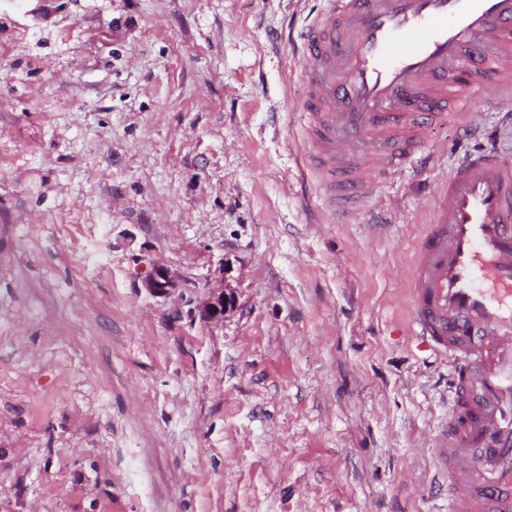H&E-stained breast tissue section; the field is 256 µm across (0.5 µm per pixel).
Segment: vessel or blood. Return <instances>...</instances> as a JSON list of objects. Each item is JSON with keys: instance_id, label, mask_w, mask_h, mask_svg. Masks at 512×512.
<instances>
[{"instance_id": "obj_1", "label": "vessel or blood", "mask_w": 512, "mask_h": 512, "mask_svg": "<svg viewBox=\"0 0 512 512\" xmlns=\"http://www.w3.org/2000/svg\"><path fill=\"white\" fill-rule=\"evenodd\" d=\"M292 41L310 165L341 217L384 176L433 159L427 131L481 122L465 73L512 110V0H323ZM492 50H484V42ZM412 325L449 358L436 455L448 512H512V149L453 162L418 249Z\"/></svg>"}]
</instances>
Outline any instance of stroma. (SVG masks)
Segmentation results:
<instances>
[{
  "mask_svg": "<svg viewBox=\"0 0 512 512\" xmlns=\"http://www.w3.org/2000/svg\"><path fill=\"white\" fill-rule=\"evenodd\" d=\"M321 6L0 11V512H448V369L410 326L444 167L389 180L385 230L331 215L289 44ZM474 105L438 151L512 148ZM234 307L235 300L232 295L224 292V288H213L208 298L199 306V311L203 318L218 321Z\"/></svg>",
  "mask_w": 512,
  "mask_h": 512,
  "instance_id": "obj_1",
  "label": "stroma"
}]
</instances>
